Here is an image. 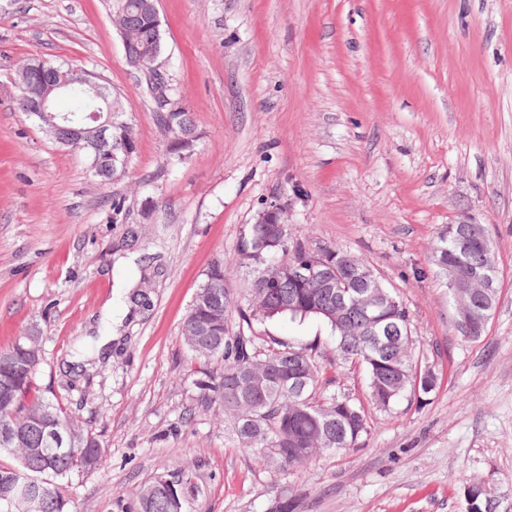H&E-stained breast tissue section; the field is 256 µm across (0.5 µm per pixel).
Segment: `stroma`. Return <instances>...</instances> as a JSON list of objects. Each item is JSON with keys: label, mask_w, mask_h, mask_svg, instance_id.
I'll return each instance as SVG.
<instances>
[{"label": "stroma", "mask_w": 512, "mask_h": 512, "mask_svg": "<svg viewBox=\"0 0 512 512\" xmlns=\"http://www.w3.org/2000/svg\"><path fill=\"white\" fill-rule=\"evenodd\" d=\"M160 73L199 134L178 163L112 0H0V348L42 336L37 380L97 433L104 469L65 481L71 512H125L181 470L184 512H466L485 480L512 512V0H158ZM32 59L95 72L126 99L139 146L100 182L18 107ZM311 249L366 259L409 310L415 355L438 377L422 399L370 404L363 367L322 321L256 324L314 345L335 391L366 406L356 447L285 471L234 447L196 406L182 327L212 261L235 255L274 199ZM471 218L494 242L499 299L463 338L431 261L443 226ZM161 273L132 305L140 271Z\"/></svg>", "instance_id": "35a3bbf8"}]
</instances>
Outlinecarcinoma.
<instances>
[{
    "label": "carcinoma",
    "instance_id": "cac0c4a2",
    "mask_svg": "<svg viewBox=\"0 0 512 512\" xmlns=\"http://www.w3.org/2000/svg\"><path fill=\"white\" fill-rule=\"evenodd\" d=\"M114 16L127 29L136 48L148 50L154 38L152 17L146 0H112ZM23 67L28 81L43 83L52 69L65 71L67 63L31 60ZM67 98L72 107L55 111L53 139L61 146L94 153L95 123L83 109L91 107L84 89L77 85ZM158 127L168 136L171 158L194 150L197 135L192 113L181 104L170 111L154 112ZM111 146L134 155L138 135L133 125L117 124L108 131ZM276 230L279 242L264 247L262 242ZM432 261L446 276L455 272L462 280L489 272L492 258L477 238H462L458 225L448 224L437 236ZM255 263L257 275L249 290L247 307L237 306L230 289L224 287L231 265ZM314 266V276L297 280L284 275L288 269ZM372 266L338 247L314 251L292 238L286 224H253L241 237L232 261L216 260L198 288L182 329L183 342L191 353L197 378V405L213 406L224 416L237 447L266 459L265 450L278 449L271 465L288 470L303 465L314 455L355 447L368 433L364 406L348 396L329 391L336 377H327L316 357L317 348L295 347L266 340L254 332L253 322L287 317L292 321L317 319L336 338L335 350L344 363L358 364L367 374L371 403L387 411L408 394H428L436 384L434 372L418 365L412 353L410 313L403 301L384 284L367 277ZM160 267L147 265L138 291L131 302L147 300L146 288ZM331 286L324 287V282ZM383 289L369 310L358 301ZM497 303V293L478 295L472 305L479 322L457 325L466 339L480 337ZM41 336L27 330L15 343L0 350V427H11L16 436L0 442V458L15 460L0 465V512H33L28 497L16 491L24 483L39 487L38 512H69L63 480L74 470L97 471L106 465V455L91 432L72 426L73 419L58 399L52 400L35 383L40 360L31 358L28 348ZM266 363L271 379L253 387L251 369ZM70 429L71 450L52 454L45 450L50 430ZM166 491L149 482L134 505L135 512H183L186 498L193 493L188 477H172Z\"/></svg>",
    "mask_w": 512,
    "mask_h": 512
}]
</instances>
